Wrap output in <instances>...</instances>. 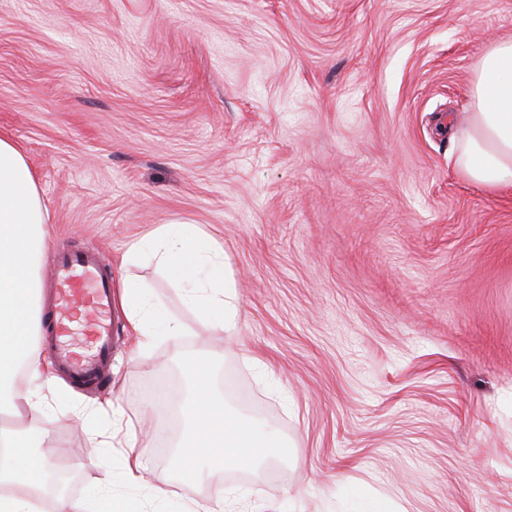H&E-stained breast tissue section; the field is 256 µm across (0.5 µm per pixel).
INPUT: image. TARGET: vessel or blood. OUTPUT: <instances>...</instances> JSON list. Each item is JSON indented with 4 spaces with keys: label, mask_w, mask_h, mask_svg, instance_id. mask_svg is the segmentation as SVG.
<instances>
[{
    "label": "vessel or blood",
    "mask_w": 512,
    "mask_h": 512,
    "mask_svg": "<svg viewBox=\"0 0 512 512\" xmlns=\"http://www.w3.org/2000/svg\"><path fill=\"white\" fill-rule=\"evenodd\" d=\"M49 282L55 290L51 325L63 333L74 310H82L94 351L82 356L62 344L50 351L59 367L78 384L93 382L101 375L112 355L114 338L109 313L112 306L111 283L99 253L89 249L62 253L53 265Z\"/></svg>",
    "instance_id": "vessel-or-blood-1"
}]
</instances>
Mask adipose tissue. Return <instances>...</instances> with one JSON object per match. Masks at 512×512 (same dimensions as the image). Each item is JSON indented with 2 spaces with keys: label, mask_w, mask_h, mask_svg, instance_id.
I'll return each mask as SVG.
<instances>
[{
  "label": "adipose tissue",
  "mask_w": 512,
  "mask_h": 512,
  "mask_svg": "<svg viewBox=\"0 0 512 512\" xmlns=\"http://www.w3.org/2000/svg\"><path fill=\"white\" fill-rule=\"evenodd\" d=\"M456 164L471 183L488 190L512 187V40L495 42L473 79L470 110L454 129ZM47 218L36 177L20 147L0 137V415L24 413L38 421L40 393L19 385V372L52 387L35 342L42 332L40 267L49 247ZM151 260L184 296L199 320L233 336L238 306L223 250L213 248L194 224H165L139 241L126 263ZM120 301L136 337V351L164 338L178 343L187 327L168 322L151 301L148 284L126 279ZM191 390L179 412L188 446L174 457L178 467L203 462L213 474L241 465L274 463L291 455L288 441L226 410L211 387L206 365L186 368ZM24 430L0 427V512H88L80 501L50 494L43 480L51 462L36 456Z\"/></svg>",
  "instance_id": "adipose-tissue-1"
}]
</instances>
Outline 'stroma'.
I'll return each instance as SVG.
<instances>
[{"mask_svg": "<svg viewBox=\"0 0 512 512\" xmlns=\"http://www.w3.org/2000/svg\"><path fill=\"white\" fill-rule=\"evenodd\" d=\"M498 38L512 0H0V136L37 177L49 255L95 248L149 283L225 404L293 446L203 479L170 466L184 423L149 408L183 370L164 341L131 357L117 304L108 386L60 380L37 423L64 497L182 512L236 486L255 512H512V189L469 182L448 132ZM182 223L224 251L232 339L154 263L120 268ZM110 399L165 503L95 447Z\"/></svg>", "mask_w": 512, "mask_h": 512, "instance_id": "35a3bbf8", "label": "stroma"}]
</instances>
